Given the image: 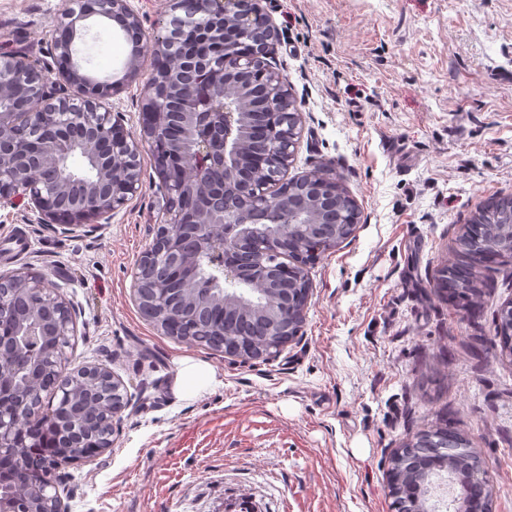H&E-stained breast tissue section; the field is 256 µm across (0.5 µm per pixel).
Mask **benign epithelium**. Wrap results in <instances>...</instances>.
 <instances>
[{
	"label": "benign epithelium",
	"instance_id": "obj_1",
	"mask_svg": "<svg viewBox=\"0 0 512 512\" xmlns=\"http://www.w3.org/2000/svg\"><path fill=\"white\" fill-rule=\"evenodd\" d=\"M172 12L179 40L157 38L155 59L175 56L180 66H153L137 136L112 113L99 111L100 101L123 81L91 78L71 54L77 22L103 15L131 43L126 71L136 73L144 34L126 0H77L65 12L54 30L57 79L20 52L0 51V94L11 98L9 109L0 111V207L25 199L45 223L67 232L92 224L136 195L139 142H149L166 188L168 220L143 256L134 292L140 300L143 288H152L170 314L193 323L196 301L170 282L205 288L206 303L224 307V296L200 277L203 256H220L226 281L250 277L277 287L263 254L288 249V228L277 232L274 226L288 195L299 125L284 108L277 122L266 124L265 116L291 92L287 79L266 62L275 31L255 0H172ZM229 82L243 86L254 111L238 115L214 108ZM70 87L79 95L69 96ZM77 151L95 164V180L61 169ZM263 168L267 180L257 186L252 173ZM22 279L29 299L44 310L15 312L0 278V463L28 476L20 495L0 480V512H69L74 488L67 469L109 451L112 442L86 448L74 433L56 454H25L19 435L35 433L40 418L54 414L43 412V396L69 404L68 381L77 373L111 384L112 411L103 421L111 430L129 398L122 380L104 366L64 372L63 356L55 351L74 335L76 312L61 295H47L44 276L26 273ZM272 325L275 335L294 340L286 290Z\"/></svg>",
	"mask_w": 512,
	"mask_h": 512
}]
</instances>
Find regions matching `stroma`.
I'll list each match as a JSON object with an SVG mask.
<instances>
[{
    "label": "stroma",
    "instance_id": "obj_1",
    "mask_svg": "<svg viewBox=\"0 0 512 512\" xmlns=\"http://www.w3.org/2000/svg\"><path fill=\"white\" fill-rule=\"evenodd\" d=\"M145 33L130 47L84 21L85 70L123 88L100 109L139 131L167 0H127ZM276 38L301 130L289 175L343 177L361 211L351 241L309 267L301 334L277 357L240 363L177 341L140 312L139 260L166 220L148 143L140 187L124 206L63 233L30 205L0 209V242L25 230L31 249L0 257V275L42 274L78 314L65 368L102 364L130 404L110 451L71 467L70 512H392L384 472L394 448L445 414L481 453L492 512H512V356H493V311L512 301V257L488 273L478 327L435 276L454 262L461 224L512 194V0H259ZM66 0H0V48L55 76L53 28ZM200 357L224 383L180 402L179 357Z\"/></svg>",
    "mask_w": 512,
    "mask_h": 512
}]
</instances>
